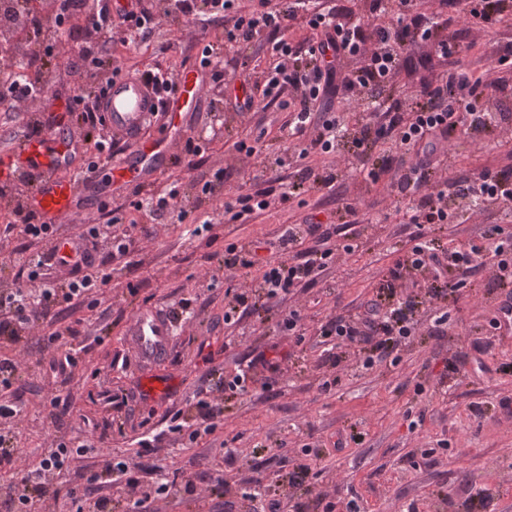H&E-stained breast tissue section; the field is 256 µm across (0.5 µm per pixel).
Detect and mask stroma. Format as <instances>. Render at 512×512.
I'll use <instances>...</instances> for the list:
<instances>
[{
	"label": "stroma",
	"mask_w": 512,
	"mask_h": 512,
	"mask_svg": "<svg viewBox=\"0 0 512 512\" xmlns=\"http://www.w3.org/2000/svg\"><path fill=\"white\" fill-rule=\"evenodd\" d=\"M160 21L136 44L111 47L124 69H160L181 73L197 64L207 44L220 47L222 80L209 82L192 117V135L207 145L195 170L179 163L175 149L149 185H129L103 199L79 198L73 219L60 224V233H79L87 213L99 222L117 217L116 236L134 240L123 256L113 254L109 240L99 239L93 254L112 280L80 302L60 303L58 328L69 329L64 344L49 343L42 333L30 332L12 394L21 415L6 429L17 445L34 455L48 450L53 440L105 441L115 455L132 465L130 475L150 492L151 512H252L253 479H263L280 512H512V410L501 402L512 398V331L492 325L499 301L511 294L498 287L490 268L467 276L453 272L442 288L440 312L448 319L434 333L433 319L421 314L415 336L402 345L398 358L371 369L355 366L352 352L339 364L329 360L331 342L319 329L329 318L361 317L378 302L387 270L404 255L417 231L383 185H371L364 170L385 162L396 169L411 157L380 142L350 166H338L332 186L306 192L300 203L281 205L242 224L221 223L223 197L198 202L196 178L224 170L227 191L274 188L282 191L299 182L302 161L282 149V126L288 119L284 102L257 112H237L229 104L240 79L258 75L266 65L271 34H262L230 48L224 27L205 21L174 38L161 15L168 0H149ZM424 12L439 15L438 37H458L456 67L466 72L493 70L503 86L497 104L512 109V68L495 67V56L512 45V13L505 14L497 33L462 31L457 9L423 0ZM97 35L78 34L69 40L65 56H49L40 44L16 33L14 46L40 58L46 80L43 100L17 112L0 104V150L32 135L42 115L78 93L96 91L104 79L100 70L77 67L85 47ZM261 149L260 160L244 159L234 149L238 140ZM512 176V133H502L488 148L472 139H455L448 153L450 180L481 169ZM181 189L184 220L154 221L142 202L169 184ZM33 187L27 178L0 180V254L12 266L0 273V291L27 283V263L48 254L49 246L23 236L19 207ZM357 206L354 223L335 222L331 242L336 259L316 278L302 283L284 299L272 302L264 319L247 316L225 323L224 308L239 287H258L257 269L228 281L220 261L233 244L250 249L258 264L276 259L274 243L280 225L302 222L342 203ZM210 231H198L204 219ZM499 224L512 234V216L478 212L462 224L434 234L436 246L448 250L482 244L487 225ZM355 249L344 252L343 243ZM459 291H451L453 283ZM157 306L177 312L169 356L145 368L129 349L124 336L132 314ZM295 310L302 317L295 334L279 331L280 314ZM484 345L477 353L476 345ZM75 365H67L66 356ZM277 358L278 371L267 370L262 358ZM454 359L458 371L445 367ZM246 373L248 389L225 390L224 383ZM170 380L160 395L142 396L148 374ZM218 404L221 413L212 432L188 441L173 433L176 423L194 422L198 392ZM165 438L157 447L144 440L157 432ZM220 470L224 484L210 488L186 483L196 473ZM302 483H291L296 471ZM170 486L155 495L158 483ZM58 499L46 500L41 512H88L100 496L87 487L81 470L57 476Z\"/></svg>",
	"instance_id": "stroma-1"
}]
</instances>
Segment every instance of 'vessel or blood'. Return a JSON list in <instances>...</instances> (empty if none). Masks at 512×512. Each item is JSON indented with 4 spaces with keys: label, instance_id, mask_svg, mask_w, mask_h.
<instances>
[{
    "label": "vessel or blood",
    "instance_id": "1",
    "mask_svg": "<svg viewBox=\"0 0 512 512\" xmlns=\"http://www.w3.org/2000/svg\"><path fill=\"white\" fill-rule=\"evenodd\" d=\"M206 68L196 65L181 72L174 91L166 101H158L152 85L138 76L114 78L103 96L100 109L113 138L130 145L127 160L112 165L107 173H86L78 164L79 141L64 115H56L36 136L22 139L14 148L0 153V174L36 177L37 187L29 202L32 211L44 222L59 224L74 211L79 192L95 191L103 184L129 185L149 181L160 162L173 152L166 138L144 134L146 123L158 106H165L168 124L174 129L185 127L186 117L203 96L207 87ZM71 170L68 178L60 170ZM75 238L61 236L54 240L52 252L57 265L71 269L78 258ZM126 340L143 365L165 358L170 350L171 321L166 313L143 307L127 322Z\"/></svg>",
    "mask_w": 512,
    "mask_h": 512
}]
</instances>
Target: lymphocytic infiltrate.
<instances>
[{"label":"lymphocytic infiltrate","instance_id":"f902f5d3","mask_svg":"<svg viewBox=\"0 0 512 512\" xmlns=\"http://www.w3.org/2000/svg\"><path fill=\"white\" fill-rule=\"evenodd\" d=\"M302 0H256L253 9H245L242 0H173L166 10L172 34L204 14L224 22V42L235 45L266 30L281 33L290 28ZM459 18L466 28L496 31L512 0H465ZM371 11L379 22L349 21L338 18L336 10L312 14L307 25L313 38L300 47L288 40L273 42V60L258 79L263 87L262 101L247 100L241 109L252 112L259 104H270L287 98L290 109L283 141L298 159L317 158L328 164L325 174L313 175L304 168V177L313 178L316 186L327 187L336 175V162H351L373 144L386 141L395 149L411 154V165L392 179L389 190L396 198L409 199V221L417 226L450 224L459 216L458 208L448 200V180L442 175L444 159L452 142L461 135L491 136L512 128V114L478 110L483 100L497 98L501 91L498 79L489 73L473 74L448 69L420 89L405 92L403 97L386 96L385 90L394 84L398 74L412 61V53L420 43L435 41L441 57L452 58L458 48L455 39H437V24L432 17L419 12L414 0H372ZM155 17L145 0H136L133 11H113L110 0H98L96 10L86 20H78L71 12L55 14L53 23H46L36 6V0H6L0 6V28L12 31L24 23L29 39L51 43L65 50V35L80 31L82 25L113 37L126 33H145ZM357 60L354 69L344 72L339 62ZM351 93L348 115L342 116L323 103L338 88ZM353 126L349 150H342V133ZM458 195L473 199L499 212H512V178L485 169L464 180ZM294 192L273 194L272 190L237 191L224 199V220L238 222L251 214H262L278 204H286ZM322 222L303 220L280 228L275 246L279 257L266 262L258 288H248L235 294L233 305L224 313L232 321L246 313L265 311L269 301L285 296L291 288L307 278L315 277L334 258L329 248H304L306 239L328 240ZM486 241H493V250L484 244L458 247L436 252L424 234L412 236L411 246L384 279L382 290L389 306L374 304L364 317L330 318L321 327L323 337L335 341L338 352L331 355L339 363L340 349H349L359 364L371 368L390 357L397 347L418 326L419 304L415 297H398L403 280L414 287L426 289L430 298H437L434 282L447 278L454 270L475 271L491 264L499 287L512 279V240L504 238L500 225H490ZM110 273L96 263L92 255L75 264L67 278L54 287L39 291L18 288L0 293V339L21 345L23 332L40 329L59 300L82 298L107 286ZM90 441L56 439L50 451L36 463L20 462L15 438L0 434V465L19 462L17 491L5 503V512H37L50 495L49 479L64 471L72 461L93 450ZM129 465L114 460L104 452L99 471L88 481L106 488V495L96 499L92 512H112V497L108 490L124 486L134 488L128 476Z\"/></svg>","mask_w":512,"mask_h":512}]
</instances>
